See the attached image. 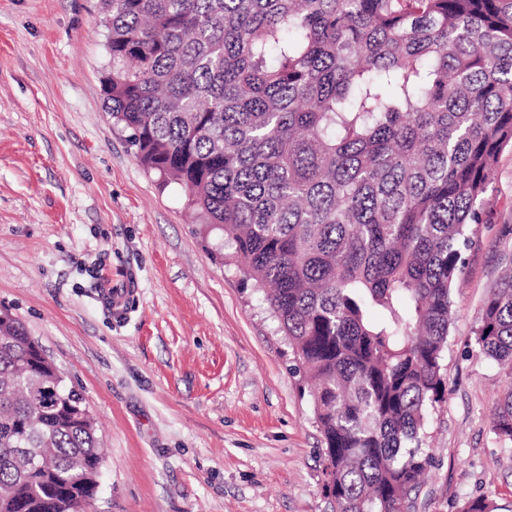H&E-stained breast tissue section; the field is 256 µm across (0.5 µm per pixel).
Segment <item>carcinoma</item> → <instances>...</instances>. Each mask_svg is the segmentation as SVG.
Returning a JSON list of instances; mask_svg holds the SVG:
<instances>
[{"instance_id":"cac0c4a2","label":"carcinoma","mask_w":512,"mask_h":512,"mask_svg":"<svg viewBox=\"0 0 512 512\" xmlns=\"http://www.w3.org/2000/svg\"><path fill=\"white\" fill-rule=\"evenodd\" d=\"M107 108L179 181L309 377L334 512H402L446 400L451 290L512 149V0H102ZM512 376V260L473 331ZM0 312V512H76L99 439ZM512 446V382L493 419ZM50 459L31 472L12 449ZM459 512H495L487 497Z\"/></svg>"}]
</instances>
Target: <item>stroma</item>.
<instances>
[{
	"mask_svg": "<svg viewBox=\"0 0 512 512\" xmlns=\"http://www.w3.org/2000/svg\"><path fill=\"white\" fill-rule=\"evenodd\" d=\"M102 20L100 0H0V310L96 422L97 512H331L323 437L261 292L112 123ZM486 208L452 292L448 395L410 512L481 496L512 512V450L492 432L507 378L472 343L512 250L511 150ZM109 281L134 284L123 318L100 299Z\"/></svg>",
	"mask_w": 512,
	"mask_h": 512,
	"instance_id": "35a3bbf8",
	"label": "stroma"
}]
</instances>
